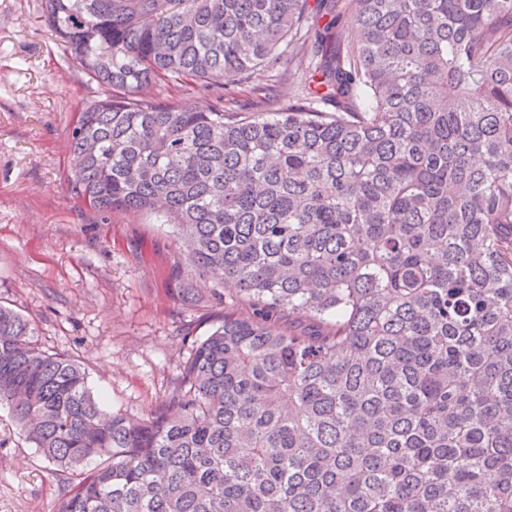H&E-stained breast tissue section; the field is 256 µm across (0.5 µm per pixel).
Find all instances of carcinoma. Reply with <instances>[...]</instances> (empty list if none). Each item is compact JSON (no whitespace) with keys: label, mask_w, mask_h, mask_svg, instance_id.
Returning <instances> with one entry per match:
<instances>
[{"label":"carcinoma","mask_w":512,"mask_h":512,"mask_svg":"<svg viewBox=\"0 0 512 512\" xmlns=\"http://www.w3.org/2000/svg\"><path fill=\"white\" fill-rule=\"evenodd\" d=\"M320 2L43 0L104 91L71 125L80 211L171 226L238 301L147 419L0 305V405L56 512H512V0H346V43ZM285 45L317 85L272 112L152 97Z\"/></svg>","instance_id":"1"}]
</instances>
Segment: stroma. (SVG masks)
Wrapping results in <instances>:
<instances>
[{
    "instance_id": "stroma-1",
    "label": "stroma",
    "mask_w": 512,
    "mask_h": 512,
    "mask_svg": "<svg viewBox=\"0 0 512 512\" xmlns=\"http://www.w3.org/2000/svg\"><path fill=\"white\" fill-rule=\"evenodd\" d=\"M42 0H0V303L31 318L46 350L86 370L107 410L141 419L171 392L223 306L188 309L192 275L165 224L137 214L81 216L67 175L77 108L102 89L65 53L41 18ZM62 484L0 406V512H55Z\"/></svg>"
}]
</instances>
